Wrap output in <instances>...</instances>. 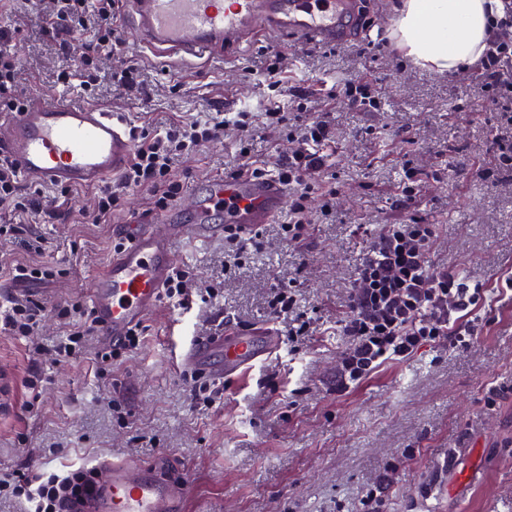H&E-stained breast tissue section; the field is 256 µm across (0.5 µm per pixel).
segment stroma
I'll list each match as a JSON object with an SVG mask.
<instances>
[{
    "label": "stroma",
    "instance_id": "stroma-1",
    "mask_svg": "<svg viewBox=\"0 0 512 512\" xmlns=\"http://www.w3.org/2000/svg\"><path fill=\"white\" fill-rule=\"evenodd\" d=\"M379 13L376 57L356 43L318 48L277 38L242 45L224 60L200 69L163 64L135 44L144 93L126 95L113 81L124 57L99 66L94 96L78 85L57 84L72 69L42 34V13L23 0H0V28L14 29L18 91L29 104L57 95L75 106L93 104L123 117L126 125L162 129L170 119H192L242 108L262 111L268 89L263 49L282 56L288 84L306 89L366 77L383 97L377 112L337 100L333 143L326 150L336 176L332 218L314 216L306 253L282 240L287 214L263 225L264 247L244 263L224 259V239L180 243L178 260L193 267L200 286L220 285L217 299L183 309L159 305L144 321V344L120 363L100 367L102 344L89 337L80 357L40 356L45 375L41 402L24 409L23 379L33 361L23 341L0 334V469L37 462L44 473L84 462L152 465L172 482H189L185 512H361L376 479L387 481L380 512H512V396L496 407L489 387L512 384V297H492L480 312L487 330L463 351L424 346L395 361L347 393L335 391L336 366L346 347L336 323L359 259L380 225L416 215L438 225L430 259L474 280L495 283L512 271V173L477 179L489 162L500 117L481 101L471 72L454 76L414 62L392 35L399 0H370ZM238 131L224 129L200 154L180 160L190 177L180 205L207 181L223 178L237 162ZM429 179L413 206L395 187L404 164ZM94 190H76L82 216L39 225L46 249L36 255L20 243L0 247V267L54 262L61 273L50 284L24 285L47 308L34 335L51 347L65 325L52 308L88 301L91 279L112 254L113 224L145 216L146 195L131 192L113 224L94 223ZM293 286L315 330L285 342L264 366L225 381L210 406L194 400L181 354L191 338L218 323H271L273 287ZM123 408H113V400Z\"/></svg>",
    "mask_w": 512,
    "mask_h": 512
}]
</instances>
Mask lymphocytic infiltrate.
Listing matches in <instances>:
<instances>
[{"instance_id":"1","label":"lymphocytic infiltrate","mask_w":512,"mask_h":512,"mask_svg":"<svg viewBox=\"0 0 512 512\" xmlns=\"http://www.w3.org/2000/svg\"><path fill=\"white\" fill-rule=\"evenodd\" d=\"M120 10L119 0H47L44 8L46 37L61 52L78 63L85 91H92L102 56H120L126 43L114 27ZM94 24V39L81 36L87 24ZM12 35L0 31V111L23 109L27 101L16 91L18 60L10 44ZM474 91L480 99L491 102L500 113L502 126L512 125V43L491 42L481 58L475 76ZM342 98L366 111L380 108L381 95L370 82L349 80L338 86L319 85L314 92L296 91L289 107L270 103L264 123L283 129L293 148L274 169L276 178L288 186L291 200L288 220L281 224L282 237L296 250L306 246V230L311 222L312 198H320L321 213L331 217L336 200V178L328 173L322 149L329 144L331 122L328 113L301 124L291 123L287 112H306L309 96ZM241 131L239 161L230 170V178L242 175L262 176L265 168L250 159L249 140L255 124L250 110L216 114L205 119H174L163 131L134 127L129 136L134 144L130 165L118 181L103 185L94 202L96 221L109 222L123 209L127 191L142 189L149 195L152 211L168 209L182 194L186 173L176 168L179 159L199 151L216 139L224 126ZM38 184L22 183L12 164L0 157V208L29 216V223L0 225V242L23 238L27 250L42 252L44 238L36 225L59 220L60 201L68 199L69 187L58 192L59 202L40 203ZM438 236V227L412 217L399 224L382 225L361 262L356 267L348 292L347 310L339 328L349 341L336 368V390L345 392L358 387L393 361L410 358L424 346L446 345L468 348L481 334L484 323L477 317L488 297L487 285L463 277L445 267H432L428 255ZM216 286L199 288L189 267L174 266L162 293L164 302L183 308L195 301H207L217 295ZM270 314L288 325L289 341L308 335L312 321L298 311L293 288H274L268 302ZM42 304L32 298L8 297L0 301V334L30 340L42 316ZM58 315L67 332L53 347L59 358H70L81 351L86 336L95 330L91 309L80 302L65 304ZM95 467L79 466L59 474L0 475V496L17 499L25 512H68L70 502L87 491L96 481Z\"/></svg>"}]
</instances>
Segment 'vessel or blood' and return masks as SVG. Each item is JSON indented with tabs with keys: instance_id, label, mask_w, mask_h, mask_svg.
Here are the masks:
<instances>
[{
	"instance_id": "obj_1",
	"label": "vessel or blood",
	"mask_w": 512,
	"mask_h": 512,
	"mask_svg": "<svg viewBox=\"0 0 512 512\" xmlns=\"http://www.w3.org/2000/svg\"><path fill=\"white\" fill-rule=\"evenodd\" d=\"M360 0H121L125 34L140 48L195 67L244 42L280 35L301 43L343 45L354 35ZM133 144L116 115L64 99L43 98L35 107L0 114V154L21 176L46 186L92 187L122 171ZM288 192L272 177L215 180L193 196L192 210L174 209L155 222L119 224L128 244L95 274L90 303L101 343L116 344L142 323L161 300L175 246L204 241L233 225L241 233L268 224L284 209ZM280 349L273 327L225 328L193 340L184 365L224 380L262 366ZM71 512H184L188 485L157 470L109 464Z\"/></svg>"
}]
</instances>
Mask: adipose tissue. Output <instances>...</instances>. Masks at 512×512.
<instances>
[{
    "label": "adipose tissue",
    "mask_w": 512,
    "mask_h": 512,
    "mask_svg": "<svg viewBox=\"0 0 512 512\" xmlns=\"http://www.w3.org/2000/svg\"><path fill=\"white\" fill-rule=\"evenodd\" d=\"M502 14L501 0H404L394 34L415 61L453 73L478 62Z\"/></svg>",
    "instance_id": "adipose-tissue-1"
}]
</instances>
